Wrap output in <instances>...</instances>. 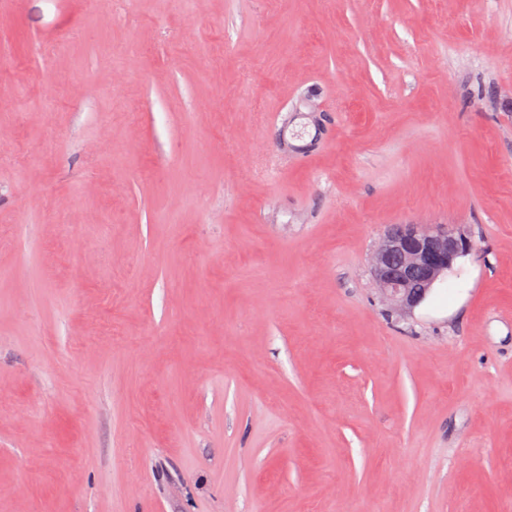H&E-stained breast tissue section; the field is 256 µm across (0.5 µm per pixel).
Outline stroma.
Returning <instances> with one entry per match:
<instances>
[{"instance_id": "35a3bbf8", "label": "stroma", "mask_w": 512, "mask_h": 512, "mask_svg": "<svg viewBox=\"0 0 512 512\" xmlns=\"http://www.w3.org/2000/svg\"><path fill=\"white\" fill-rule=\"evenodd\" d=\"M0 512H512V0H0ZM470 249L468 237L447 225L398 224L384 234L371 256L378 291L396 313L411 314L425 299V291ZM396 254L402 256V265L391 264ZM416 277L427 288H414Z\"/></svg>"}]
</instances>
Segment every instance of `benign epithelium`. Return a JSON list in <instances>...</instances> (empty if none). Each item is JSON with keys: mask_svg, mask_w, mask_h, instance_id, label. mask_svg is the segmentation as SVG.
<instances>
[{"mask_svg": "<svg viewBox=\"0 0 512 512\" xmlns=\"http://www.w3.org/2000/svg\"><path fill=\"white\" fill-rule=\"evenodd\" d=\"M470 249L464 233L445 225L398 224L384 234L371 256L378 291L396 313L408 315L425 299V291L413 287V280L432 288Z\"/></svg>", "mask_w": 512, "mask_h": 512, "instance_id": "obj_1", "label": "benign epithelium"}]
</instances>
